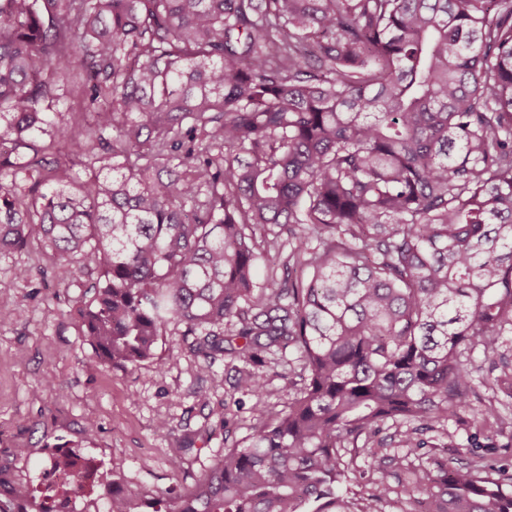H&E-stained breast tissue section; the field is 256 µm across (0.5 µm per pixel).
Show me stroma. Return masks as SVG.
Listing matches in <instances>:
<instances>
[{"mask_svg":"<svg viewBox=\"0 0 512 512\" xmlns=\"http://www.w3.org/2000/svg\"><path fill=\"white\" fill-rule=\"evenodd\" d=\"M27 266L30 279L14 278ZM97 279L76 277L70 264L46 251L39 238L28 249L0 255V307L12 311L0 325V467L38 495V475L48 449L66 445L95 456L94 486L81 492L79 512L104 504L112 486L150 499L171 488L189 487L224 451V432L210 412L233 392L224 359L199 373L193 337L168 328L152 361L123 369L93 360L78 325L80 303L91 299ZM286 364L266 369L274 397L245 398L234 418L233 436L243 439L286 401ZM169 421L170 433L157 429ZM95 425L87 436V425ZM204 439L200 454L181 456L186 436ZM27 449L24 457L16 449ZM180 467H173V460Z\"/></svg>","mask_w":512,"mask_h":512,"instance_id":"stroma-1","label":"stroma"}]
</instances>
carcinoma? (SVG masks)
Listing matches in <instances>:
<instances>
[{"label": "carcinoma", "instance_id": "1", "mask_svg": "<svg viewBox=\"0 0 512 512\" xmlns=\"http://www.w3.org/2000/svg\"><path fill=\"white\" fill-rule=\"evenodd\" d=\"M55 130L84 173L47 162ZM35 232L103 279L78 315L112 366L169 325L242 395L300 366L244 444L242 400L211 410L227 448L194 485L107 512H512V462L407 463L467 411L512 431V0H0V253Z\"/></svg>", "mask_w": 512, "mask_h": 512}]
</instances>
